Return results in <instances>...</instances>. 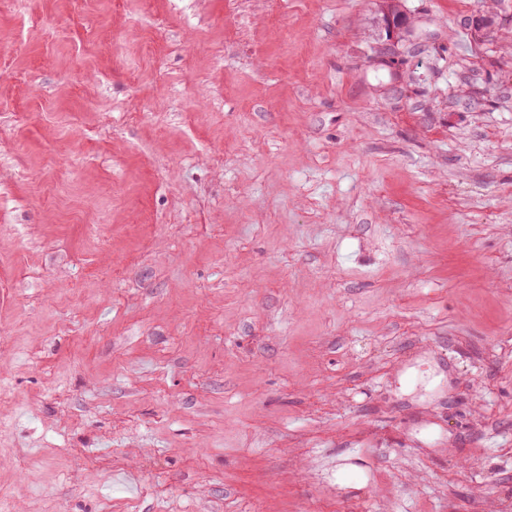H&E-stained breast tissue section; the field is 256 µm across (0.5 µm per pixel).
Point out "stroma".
<instances>
[{"label": "stroma", "instance_id": "obj_1", "mask_svg": "<svg viewBox=\"0 0 512 512\" xmlns=\"http://www.w3.org/2000/svg\"><path fill=\"white\" fill-rule=\"evenodd\" d=\"M397 8L0 0V512H512V0Z\"/></svg>", "mask_w": 512, "mask_h": 512}]
</instances>
